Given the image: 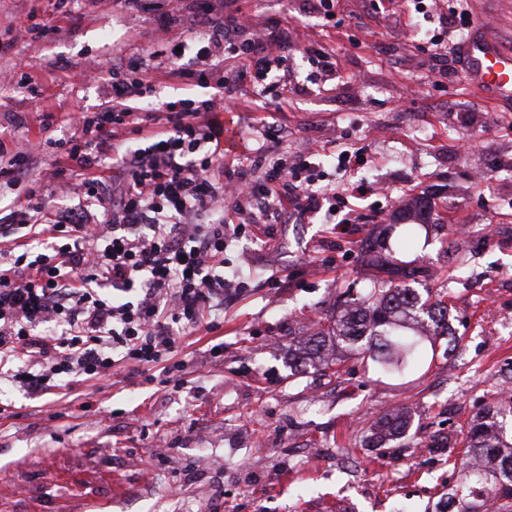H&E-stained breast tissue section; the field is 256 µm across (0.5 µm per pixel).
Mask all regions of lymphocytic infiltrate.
<instances>
[{
  "label": "lymphocytic infiltrate",
  "instance_id": "f902f5d3",
  "mask_svg": "<svg viewBox=\"0 0 512 512\" xmlns=\"http://www.w3.org/2000/svg\"><path fill=\"white\" fill-rule=\"evenodd\" d=\"M183 27L182 39L159 40L137 63L114 67L105 107L81 113L75 132L54 140L61 159L51 176L63 185L80 177L78 204L45 210L30 147L0 140V199L10 200L0 216L9 242L0 249V380L30 396L121 368L132 377L156 368L163 383H181L189 365L175 357L178 333L198 330L241 291L224 276L227 243L246 224L224 214L245 176L215 149L223 99L158 102L149 74L212 80L225 96L250 75L276 98L274 73L287 67L293 37L285 28L250 31L241 9L221 13L213 0H195ZM222 57L238 63V77H225ZM120 127L130 132L121 142ZM256 163L262 178L233 208L250 223H262L270 202L313 210L329 193L307 157L287 165L261 154ZM48 323L55 331L42 333Z\"/></svg>",
  "mask_w": 512,
  "mask_h": 512
}]
</instances>
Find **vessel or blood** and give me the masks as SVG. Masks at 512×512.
<instances>
[{
    "label": "vessel or blood",
    "instance_id": "obj_1",
    "mask_svg": "<svg viewBox=\"0 0 512 512\" xmlns=\"http://www.w3.org/2000/svg\"><path fill=\"white\" fill-rule=\"evenodd\" d=\"M462 48L468 78L501 99L512 98V52L489 36L467 38Z\"/></svg>",
    "mask_w": 512,
    "mask_h": 512
}]
</instances>
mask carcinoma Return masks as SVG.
<instances>
[{
  "instance_id": "carcinoma-1",
  "label": "carcinoma",
  "mask_w": 512,
  "mask_h": 512,
  "mask_svg": "<svg viewBox=\"0 0 512 512\" xmlns=\"http://www.w3.org/2000/svg\"><path fill=\"white\" fill-rule=\"evenodd\" d=\"M431 334L448 337V355L455 353L460 337L448 331L445 294L439 291L423 298L391 280L384 288L359 292L337 307L336 315L318 322L304 350L291 356L290 365L300 373L330 368L337 364V351L365 360L382 376L402 374L426 355ZM509 421L512 405L490 407L470 419L458 481L448 486L447 501L439 503L436 512H512ZM409 427L407 413H386L376 420L367 440L401 439ZM474 458L482 467L472 468Z\"/></svg>"
}]
</instances>
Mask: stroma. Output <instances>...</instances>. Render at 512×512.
<instances>
[{
	"mask_svg": "<svg viewBox=\"0 0 512 512\" xmlns=\"http://www.w3.org/2000/svg\"><path fill=\"white\" fill-rule=\"evenodd\" d=\"M239 4L259 25L289 29L293 45L280 111L263 110L249 78L225 100L233 158L254 180L257 149L308 156L335 187L336 212L286 203L281 222L230 242L225 266L245 289L214 312L218 329L181 337L178 356L192 363L181 389L119 376L71 396L0 386V512H435L456 479L449 434L487 403L512 402V100L471 84L452 40L428 43L455 4L512 49V0H336L332 26L306 0ZM172 8L70 0L57 32L0 52V70L32 76L43 94L0 90V130L39 139L42 106L54 138L70 137L74 113L104 101L86 69L104 74L160 36L180 38L181 25L157 30ZM54 12V0H0V30ZM312 45L333 54L335 80L309 82ZM357 184L371 193L350 195ZM420 196L446 221L419 225L407 244L392 225ZM380 257L417 269L408 287L447 292L455 355L440 338L400 378L354 357L329 376L290 375L289 347L350 284L382 287ZM395 407L410 413L407 436L367 446L373 418Z\"/></svg>",
	"mask_w": 512,
	"mask_h": 512,
	"instance_id": "1",
	"label": "stroma"
}]
</instances>
